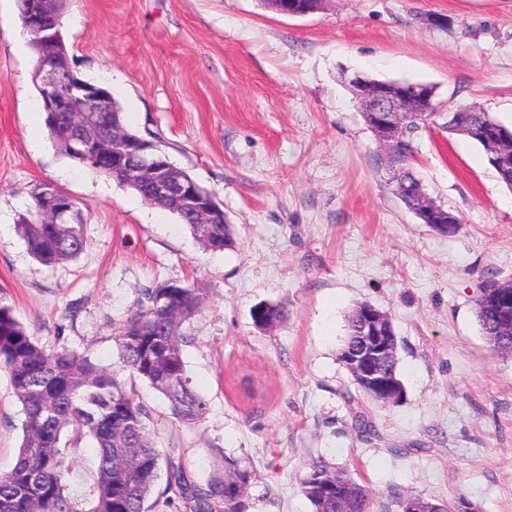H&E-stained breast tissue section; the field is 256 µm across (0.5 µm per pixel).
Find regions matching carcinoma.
Segmentation results:
<instances>
[{"instance_id":"carcinoma-1","label":"carcinoma","mask_w":512,"mask_h":512,"mask_svg":"<svg viewBox=\"0 0 512 512\" xmlns=\"http://www.w3.org/2000/svg\"><path fill=\"white\" fill-rule=\"evenodd\" d=\"M436 117L420 112L401 129L408 154L390 161L389 169L408 185L398 194L411 211L424 191L413 165V135ZM69 115L46 117L50 136L62 153L77 159L78 145L69 141ZM465 135L483 149L498 180L512 190V168L500 170L491 159L488 140L512 130L489 113L461 108L460 122L448 128ZM42 186L32 192L29 216L22 218L21 235L33 258L47 267L76 259L85 249L84 217L76 224H46L40 217ZM150 204L174 214L206 248L215 251L235 245L231 224L200 226L195 217L170 199ZM439 221L430 228L452 236L461 219L436 204ZM512 296V279L485 285L476 300L482 335L495 349L501 347L503 316L493 302L495 295ZM143 298L112 328L118 367L100 365L88 352L40 346L0 296V367L9 373L14 394L22 406L23 438L13 467L0 474V512H155L179 502L184 512H243L242 497L253 478L252 470L230 457L204 483H198L174 452L158 447V421L140 399L136 381L146 383L168 403L170 422L191 427L208 410L207 400L191 386L184 361L183 326L202 306L199 289L190 284L164 288L157 284L142 291ZM268 317L278 323L284 310L261 304L252 314L255 325ZM89 438L96 449L95 494L88 506L75 501L63 482L67 449ZM328 467L309 464L301 492L314 512H336V496L321 486ZM164 489H155L161 476ZM343 490L355 496L354 512H374L365 486L346 478ZM174 492L175 497L168 496Z\"/></svg>"}]
</instances>
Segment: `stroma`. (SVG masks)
Returning <instances> with one entry per match:
<instances>
[{
	"instance_id": "1",
	"label": "stroma",
	"mask_w": 512,
	"mask_h": 512,
	"mask_svg": "<svg viewBox=\"0 0 512 512\" xmlns=\"http://www.w3.org/2000/svg\"><path fill=\"white\" fill-rule=\"evenodd\" d=\"M61 12L74 69L214 197L236 244L206 250L175 215L61 154L30 35L16 0H0V295L29 334L109 366L112 324L142 289L195 284L184 360L208 410L159 435L195 480L227 456L253 472L245 512H313L300 482L321 461L364 485L376 512H401L408 495L512 512V353L493 350L475 305L485 282L512 278V191L442 118L474 107L512 129V0H324L303 17L261 0H61ZM357 74L434 87L440 116L415 138L414 167L461 217L455 235L396 197L347 87ZM39 184L87 217L85 250L53 268L18 230ZM266 303L286 309L268 329L251 316ZM363 303L392 322L399 404L368 397L338 358ZM356 410L371 435L352 429ZM22 419L0 368V473ZM96 467L90 441L69 449L76 501L93 498Z\"/></svg>"
}]
</instances>
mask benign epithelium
Instances as JSON below:
<instances>
[{
	"label": "benign epithelium",
	"mask_w": 512,
	"mask_h": 512,
	"mask_svg": "<svg viewBox=\"0 0 512 512\" xmlns=\"http://www.w3.org/2000/svg\"><path fill=\"white\" fill-rule=\"evenodd\" d=\"M48 0L22 17L26 30L34 38L53 45L58 41L56 20L48 10ZM71 62L67 57L50 56L36 67L40 81L42 108L46 112H72L79 116L73 127L74 139L80 145V160L97 170L112 160V170L119 171L127 181H138L146 172L154 174L150 190L158 196H175L194 212L210 213L211 223L217 224V214L209 212L194 184L171 173L168 161L149 151L143 142L121 141V134L112 129V156L85 136V126L97 113L108 111L109 96L101 87L75 83L70 78ZM356 98L364 112L371 114L373 129L386 153L403 151L399 137L403 112H415L426 95L424 85L395 82L365 84L353 79ZM43 212L54 224H69L75 217L70 198L51 185L43 191ZM360 329L354 344L344 353L347 366L355 378L377 400L384 404L397 403L402 398L389 363L397 356V344L390 326L372 307L359 310ZM404 512H444L443 507L415 496L404 501Z\"/></svg>",
	"instance_id": "benign-epithelium-1"
}]
</instances>
